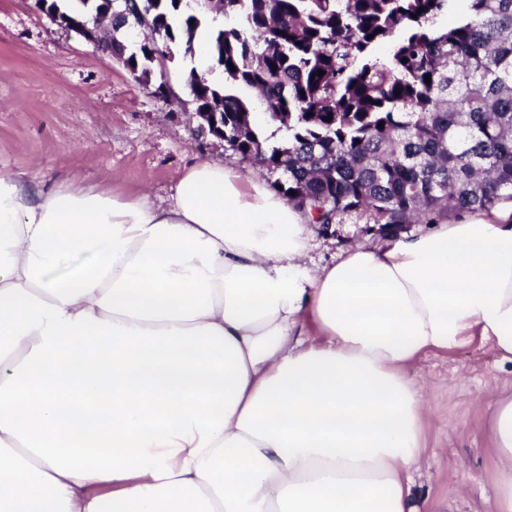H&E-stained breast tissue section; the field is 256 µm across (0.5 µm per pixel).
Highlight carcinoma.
Masks as SVG:
<instances>
[{
    "label": "carcinoma",
    "instance_id": "obj_1",
    "mask_svg": "<svg viewBox=\"0 0 512 512\" xmlns=\"http://www.w3.org/2000/svg\"><path fill=\"white\" fill-rule=\"evenodd\" d=\"M109 1L112 49L146 83L171 45L195 54L212 13L207 0L45 3L82 19ZM221 14L209 49L224 84L190 71L196 108L220 113L224 150L277 175L312 223L369 211L389 236L512 200V0H221ZM144 17L155 27L130 50L126 31ZM241 88L258 93L283 143L263 147Z\"/></svg>",
    "mask_w": 512,
    "mask_h": 512
}]
</instances>
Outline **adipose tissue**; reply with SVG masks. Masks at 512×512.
Listing matches in <instances>:
<instances>
[{
    "mask_svg": "<svg viewBox=\"0 0 512 512\" xmlns=\"http://www.w3.org/2000/svg\"><path fill=\"white\" fill-rule=\"evenodd\" d=\"M311 235L208 159L159 204L0 171V512H437L409 368L512 361V209L318 269ZM486 426L512 512V395Z\"/></svg>",
    "mask_w": 512,
    "mask_h": 512,
    "instance_id": "adipose-tissue-1",
    "label": "adipose tissue"
}]
</instances>
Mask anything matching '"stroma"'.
<instances>
[{"label": "stroma", "mask_w": 512, "mask_h": 512, "mask_svg": "<svg viewBox=\"0 0 512 512\" xmlns=\"http://www.w3.org/2000/svg\"><path fill=\"white\" fill-rule=\"evenodd\" d=\"M193 63L174 51L164 71L169 91L160 94L33 0H0V171L35 169L49 184L74 177L160 201L190 164L214 157L272 186L273 175L198 132L186 83ZM380 239L370 213H346L320 225L309 258L326 265L355 243ZM410 372L430 408L418 497L447 512H488L496 464L484 420L512 393V362L475 339L422 357Z\"/></svg>", "instance_id": "stroma-1"}]
</instances>
